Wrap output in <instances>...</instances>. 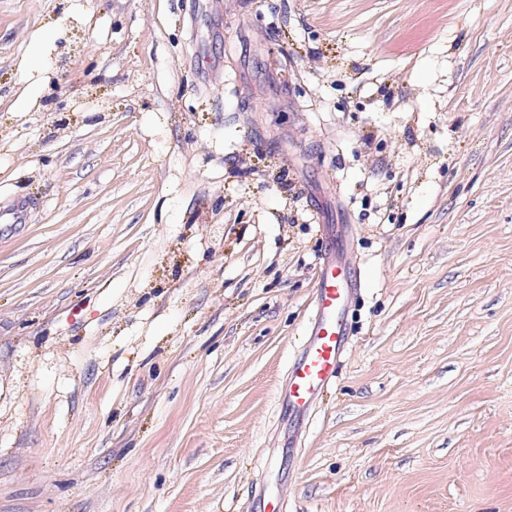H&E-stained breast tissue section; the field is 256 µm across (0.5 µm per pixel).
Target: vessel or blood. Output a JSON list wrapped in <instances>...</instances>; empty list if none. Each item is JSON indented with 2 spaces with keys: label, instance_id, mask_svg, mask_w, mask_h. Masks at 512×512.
Masks as SVG:
<instances>
[{
  "label": "vessel or blood",
  "instance_id": "vessel-or-blood-1",
  "mask_svg": "<svg viewBox=\"0 0 512 512\" xmlns=\"http://www.w3.org/2000/svg\"><path fill=\"white\" fill-rule=\"evenodd\" d=\"M326 242L315 282V317L277 393L290 417L301 420L311 417L318 397L337 380L346 353L348 314L362 286L360 269L345 261L346 227H337Z\"/></svg>",
  "mask_w": 512,
  "mask_h": 512
}]
</instances>
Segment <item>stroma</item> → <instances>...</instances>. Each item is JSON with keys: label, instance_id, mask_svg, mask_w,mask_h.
Instances as JSON below:
<instances>
[{"label": "stroma", "instance_id": "1", "mask_svg": "<svg viewBox=\"0 0 512 512\" xmlns=\"http://www.w3.org/2000/svg\"><path fill=\"white\" fill-rule=\"evenodd\" d=\"M17 205L0 512H512V0H0ZM339 224L364 284L296 429Z\"/></svg>", "mask_w": 512, "mask_h": 512}]
</instances>
